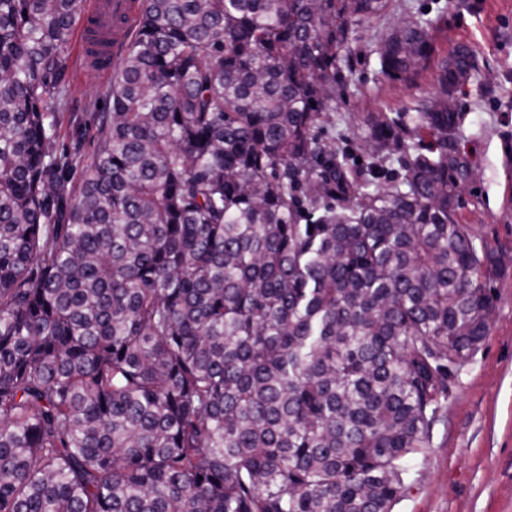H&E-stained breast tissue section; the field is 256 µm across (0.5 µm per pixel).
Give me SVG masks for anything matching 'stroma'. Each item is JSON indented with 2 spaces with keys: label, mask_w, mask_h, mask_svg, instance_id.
<instances>
[{
  "label": "stroma",
  "mask_w": 512,
  "mask_h": 512,
  "mask_svg": "<svg viewBox=\"0 0 512 512\" xmlns=\"http://www.w3.org/2000/svg\"><path fill=\"white\" fill-rule=\"evenodd\" d=\"M422 17L433 21L435 63L412 80L385 78L370 39ZM460 46L472 51L476 69L460 96L453 142L469 167L457 218L498 256L494 316L478 351L451 378L430 445L410 462L414 485L394 512H512V0H392L385 18L350 38L352 75L322 132L337 148H355L367 114L394 117L433 97L437 61ZM72 61V98L59 123L81 168L112 81L89 77L80 52Z\"/></svg>",
  "instance_id": "stroma-1"
}]
</instances>
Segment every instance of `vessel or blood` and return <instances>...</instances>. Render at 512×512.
<instances>
[{
  "label": "vessel or blood",
  "mask_w": 512,
  "mask_h": 512,
  "mask_svg": "<svg viewBox=\"0 0 512 512\" xmlns=\"http://www.w3.org/2000/svg\"><path fill=\"white\" fill-rule=\"evenodd\" d=\"M141 0H89L80 20L81 54L86 69L104 75L111 71L115 58L104 48L106 39L122 43L132 31Z\"/></svg>",
  "instance_id": "obj_1"
}]
</instances>
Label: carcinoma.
I'll list each match as a JSON object with an SVG mask.
<instances>
[{
	"mask_svg": "<svg viewBox=\"0 0 512 512\" xmlns=\"http://www.w3.org/2000/svg\"><path fill=\"white\" fill-rule=\"evenodd\" d=\"M390 2L143 0L75 185L57 111L82 0H0V512H393L410 491L494 260L448 154L469 49L407 119L367 116L361 164L321 135L350 34ZM431 26L382 37L380 72L427 66Z\"/></svg>",
	"mask_w": 512,
	"mask_h": 512,
	"instance_id": "1",
	"label": "carcinoma"
}]
</instances>
